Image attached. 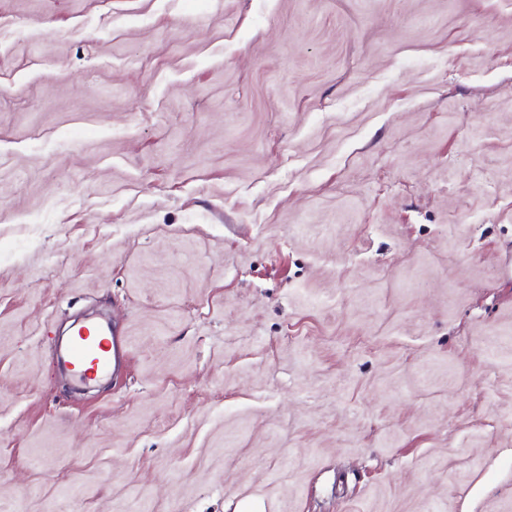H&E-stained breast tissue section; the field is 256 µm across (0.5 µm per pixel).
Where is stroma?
I'll return each instance as SVG.
<instances>
[{
	"label": "stroma",
	"mask_w": 512,
	"mask_h": 512,
	"mask_svg": "<svg viewBox=\"0 0 512 512\" xmlns=\"http://www.w3.org/2000/svg\"><path fill=\"white\" fill-rule=\"evenodd\" d=\"M511 258L512 0H0V512H512ZM117 342L101 327H82L70 341L68 364L83 381L105 376L110 371L111 355L116 357Z\"/></svg>",
	"instance_id": "obj_1"
}]
</instances>
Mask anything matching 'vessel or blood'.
Instances as JSON below:
<instances>
[{"instance_id": "obj_1", "label": "vessel or blood", "mask_w": 512, "mask_h": 512, "mask_svg": "<svg viewBox=\"0 0 512 512\" xmlns=\"http://www.w3.org/2000/svg\"><path fill=\"white\" fill-rule=\"evenodd\" d=\"M117 342L100 327H83L70 341L68 363L81 380L89 381L110 371L111 357Z\"/></svg>"}]
</instances>
